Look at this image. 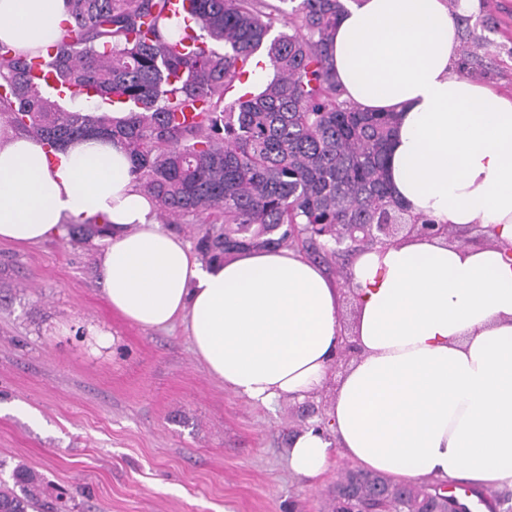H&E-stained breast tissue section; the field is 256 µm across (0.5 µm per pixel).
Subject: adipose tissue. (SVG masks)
Listing matches in <instances>:
<instances>
[{
  "label": "adipose tissue",
  "instance_id": "adipose-tissue-1",
  "mask_svg": "<svg viewBox=\"0 0 512 512\" xmlns=\"http://www.w3.org/2000/svg\"><path fill=\"white\" fill-rule=\"evenodd\" d=\"M478 0H348L330 61L343 97L393 112L386 178L405 214L482 241L411 235L361 251L342 323L326 271L294 250L249 249L202 267L157 224L123 146L96 137L48 154L0 123V241L106 226L97 265L113 309L145 329L186 325L207 373L247 401L305 400L334 383L326 429L286 453L312 480L333 454L398 482L512 486V95L457 70L456 15ZM66 0H0V42L35 55ZM357 354L332 365L343 336Z\"/></svg>",
  "mask_w": 512,
  "mask_h": 512
}]
</instances>
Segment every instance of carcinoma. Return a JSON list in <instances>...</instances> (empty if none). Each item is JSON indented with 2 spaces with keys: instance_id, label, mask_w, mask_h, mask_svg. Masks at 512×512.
<instances>
[{
  "instance_id": "obj_1",
  "label": "carcinoma",
  "mask_w": 512,
  "mask_h": 512,
  "mask_svg": "<svg viewBox=\"0 0 512 512\" xmlns=\"http://www.w3.org/2000/svg\"><path fill=\"white\" fill-rule=\"evenodd\" d=\"M67 0L64 38L46 72L92 105L66 110L31 74L32 57L0 42V121L54 151L97 135L125 146L141 192L165 223L192 216L212 264L245 248H287L343 263L374 246L364 224H399L385 166L394 112H361L341 99L326 61L346 0ZM288 31L271 36L276 22ZM484 43L464 42L462 66ZM265 50L273 78L225 102ZM129 116L112 118V103ZM190 112L192 117L178 120ZM0 483V512H63L42 476L18 465ZM369 497L368 512H470L450 493Z\"/></svg>"
}]
</instances>
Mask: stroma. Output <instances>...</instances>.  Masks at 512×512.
<instances>
[{"label":"stroma","mask_w":512,"mask_h":512,"mask_svg":"<svg viewBox=\"0 0 512 512\" xmlns=\"http://www.w3.org/2000/svg\"><path fill=\"white\" fill-rule=\"evenodd\" d=\"M477 80L512 89V0H479ZM99 239L71 230L0 242V480L22 464L71 512H331L355 464L319 481L285 455L306 416L297 400L235 396L196 359L184 324L143 329L108 303Z\"/></svg>","instance_id":"obj_1"}]
</instances>
